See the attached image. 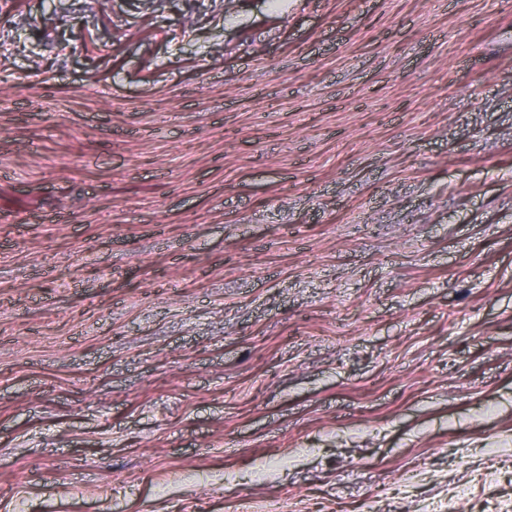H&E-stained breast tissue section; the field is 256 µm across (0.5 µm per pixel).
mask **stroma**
<instances>
[{"label": "stroma", "mask_w": 512, "mask_h": 512, "mask_svg": "<svg viewBox=\"0 0 512 512\" xmlns=\"http://www.w3.org/2000/svg\"><path fill=\"white\" fill-rule=\"evenodd\" d=\"M0 512H512V0H0Z\"/></svg>", "instance_id": "35a3bbf8"}]
</instances>
